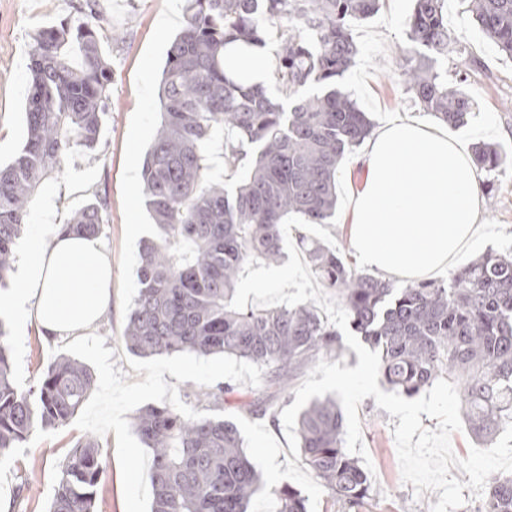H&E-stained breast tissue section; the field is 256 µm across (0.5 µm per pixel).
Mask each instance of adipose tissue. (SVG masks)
Returning <instances> with one entry per match:
<instances>
[{"label": "adipose tissue", "mask_w": 512, "mask_h": 512, "mask_svg": "<svg viewBox=\"0 0 512 512\" xmlns=\"http://www.w3.org/2000/svg\"><path fill=\"white\" fill-rule=\"evenodd\" d=\"M225 62L250 82L268 83L270 47L226 51ZM361 187L348 197L349 242L362 264L406 281L468 260L480 237L484 191L469 143L403 119L367 141ZM19 327L48 338L94 326L112 307V261L97 238L60 231L29 243L5 292Z\"/></svg>", "instance_id": "1"}]
</instances>
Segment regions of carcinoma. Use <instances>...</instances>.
Returning <instances> with one entry per match:
<instances>
[{"label":"carcinoma","mask_w":512,"mask_h":512,"mask_svg":"<svg viewBox=\"0 0 512 512\" xmlns=\"http://www.w3.org/2000/svg\"><path fill=\"white\" fill-rule=\"evenodd\" d=\"M380 0H187L186 20L167 50L160 120L141 170L156 237L141 250L138 295L122 340L141 356L222 354L262 369L270 396L288 393L298 372L340 356L336 329L315 306L235 311L229 303L251 258L283 255L282 224L296 214L326 224L336 210V175L344 155L373 123L341 80L358 54L351 23L373 16ZM470 19L512 57V0H467ZM411 46L401 75L423 109L450 127L468 124L474 102L466 77L437 68L466 48L448 29L446 0H415L407 19ZM276 31L272 79L281 94L225 68L229 48L267 44ZM26 138L0 165V285L13 270L16 239L31 198L61 172L74 148L95 151L108 110L111 64L91 21L63 19L38 30L29 48ZM223 158L222 170L208 163ZM475 165L489 176L496 146L478 145ZM247 171L240 181L238 175ZM107 199L71 214L61 231L97 236ZM312 272L336 291L352 329L380 355L393 392L412 398L441 378L456 379L471 432L492 442L512 422V259L488 253L450 273L448 282L395 288L360 273L339 251L306 249ZM91 369L60 355L24 389L13 376L0 322V456L38 429L64 425L94 388ZM229 387L186 394L208 414L183 417L148 405L133 429L152 452L150 512H248L261 489L236 423L221 415ZM336 398L301 410L297 434L305 464L346 512L371 496L365 469L343 448ZM94 438L78 441L60 465L48 512H94L104 474ZM275 512H307L288 483L273 491ZM473 512H512V477L496 478Z\"/></svg>","instance_id":"obj_1"}]
</instances>
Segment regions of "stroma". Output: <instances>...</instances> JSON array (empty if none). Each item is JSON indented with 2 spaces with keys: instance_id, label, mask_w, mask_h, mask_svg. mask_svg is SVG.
I'll return each mask as SVG.
<instances>
[{
  "instance_id": "35a3bbf8",
  "label": "stroma",
  "mask_w": 512,
  "mask_h": 512,
  "mask_svg": "<svg viewBox=\"0 0 512 512\" xmlns=\"http://www.w3.org/2000/svg\"><path fill=\"white\" fill-rule=\"evenodd\" d=\"M85 0H0V162L6 163L25 140L24 109L29 86L28 50L34 32L68 18L81 19ZM173 0H97L93 22L104 36L110 55L112 83L108 112L95 152L73 149L62 171L46 180L29 204V222L15 245L23 254L36 232L57 230L70 215L98 197L109 209L100 234L112 258V309L96 333L112 349L116 368L127 382L143 376L129 366L133 354L121 339L138 291L137 270L142 240L154 226L145 207L143 187L130 183L131 165L141 164L157 127L158 86L166 51L175 29L159 30V16ZM413 0H382L371 18L355 23L352 34L360 53L343 78V87L375 125L402 114L430 127L439 122L425 112L403 83L401 47L408 43L405 22ZM448 27L466 44L471 59L461 63L466 91L477 104L471 122L451 135L469 143L499 145L503 162L494 174L495 189L485 198L482 221L486 236L476 254L494 250L512 253V58L473 24L463 0H448ZM11 348L15 379L26 387L61 355L64 339L39 337L34 326L17 330L12 312L0 316ZM364 446L374 470L371 498L360 512H430L439 492L415 496L401 476L393 431L399 423L366 397L358 407ZM85 436L74 422L36 430L25 447L0 459V504L13 492L21 497L15 512H47L67 451ZM104 449L106 473L95 502L96 512H125L116 437L98 438Z\"/></svg>"
}]
</instances>
